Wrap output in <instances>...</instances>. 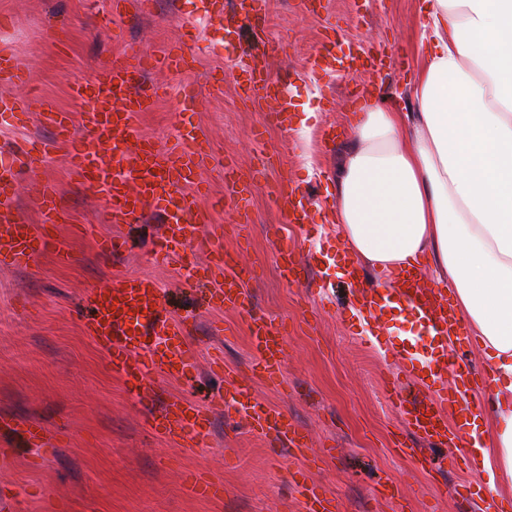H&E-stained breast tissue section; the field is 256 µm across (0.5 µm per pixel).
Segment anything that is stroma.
Instances as JSON below:
<instances>
[{
    "label": "stroma",
    "mask_w": 512,
    "mask_h": 512,
    "mask_svg": "<svg viewBox=\"0 0 512 512\" xmlns=\"http://www.w3.org/2000/svg\"><path fill=\"white\" fill-rule=\"evenodd\" d=\"M197 3L153 0L145 14L137 0H127L117 21L112 0H0V48L13 52L29 74L27 85H0V94L45 97L69 113L76 138H88L81 125L85 106L72 97L73 87L127 46L152 53L176 43L183 18L193 17L194 72L187 79L165 70L144 74L143 87H164L165 95L139 114L137 127L167 148L189 121L208 141L214 157L203 178L216 203L211 223L223 226L225 251L256 270L247 285L252 312L285 324L282 382L252 378L249 314L204 310L201 291L175 265L147 259L159 224L147 215L138 223H110L101 194L53 154L36 169L21 170L14 205L21 223L40 224L31 184L54 183L65 214L57 232L69 241L71 257L62 262L47 251L25 267L0 269V416L41 422L62 440L49 451L12 447L10 462L0 467V512H303L295 484L303 469L334 493L338 512H481L496 498L489 488L461 499L455 488L462 472L446 462L422 472L393 451L403 427L382 388V359L363 341L348 286L338 275L346 248L333 230L331 179L342 138L358 112L406 96L422 52L424 0H317L311 12L301 0H270L268 20L247 33L242 52L225 48L223 29L197 17ZM355 45L374 64L343 74L335 57ZM325 47L331 58L311 68V55ZM250 49L265 51L267 69L292 97L289 130L268 123L267 103L253 104L237 93L235 78ZM188 80L198 94L190 113L180 106ZM229 163L242 176L262 174L243 215L224 179ZM281 181L306 194L305 226L289 223L272 195ZM115 236L121 249L102 251L101 241ZM285 246L304 262V281L280 277L277 255ZM117 273L154 278L167 307L194 323L187 341L196 351L195 379L158 377L137 398L113 374L106 354L83 330L79 301L88 289L110 285ZM386 329L416 358L430 356V339L415 318L393 314ZM219 359L251 381L255 396L296 420L309 436L315 463L270 447L233 411L213 416L205 448L147 438L146 414L170 397L203 402L215 392L230 394L215 366ZM190 472L222 481L223 498L191 494L184 483ZM388 483L397 487L390 498L381 493Z\"/></svg>",
    "instance_id": "35a3bbf8"
}]
</instances>
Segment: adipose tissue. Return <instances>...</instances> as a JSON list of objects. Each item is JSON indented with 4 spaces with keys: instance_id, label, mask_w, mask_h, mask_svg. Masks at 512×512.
Returning <instances> with one entry per match:
<instances>
[{
    "instance_id": "ef3b65f1",
    "label": "adipose tissue",
    "mask_w": 512,
    "mask_h": 512,
    "mask_svg": "<svg viewBox=\"0 0 512 512\" xmlns=\"http://www.w3.org/2000/svg\"><path fill=\"white\" fill-rule=\"evenodd\" d=\"M407 107L359 115L332 186L352 258L381 284L420 259L496 375L490 487L512 488V0H426Z\"/></svg>"
}]
</instances>
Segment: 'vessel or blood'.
I'll return each instance as SVG.
<instances>
[{
  "mask_svg": "<svg viewBox=\"0 0 512 512\" xmlns=\"http://www.w3.org/2000/svg\"><path fill=\"white\" fill-rule=\"evenodd\" d=\"M200 2L205 16L219 20L228 46L234 48L240 47L246 25L261 19L266 9V0ZM194 62L193 54L181 48H164L145 55L132 46L106 61L73 89L74 96L86 104L82 124L91 135L87 141L73 136L67 113L55 111L46 102L0 98L1 121L36 108L56 130L52 140L18 144L9 154H0V223L6 226L0 233L1 267L27 265L47 248L66 255L63 241L31 225L16 223L14 213L15 162L24 159L35 167L50 154L62 151L75 173L102 195L111 223L134 222L145 205H152L164 224L159 241L152 245L153 252L186 269L189 279L207 285L208 308L247 310L250 295L246 284L251 272L225 259L222 241L209 232V214L199 204L201 171L210 157L208 144L189 135L171 148L160 149L136 126L139 113L148 111L158 95L157 90L140 87L141 77L157 68L187 73L192 71ZM252 65L243 93L252 101L277 98L279 108L268 118L276 126L287 127L288 114L294 107L287 88L270 81L260 68V58H253ZM25 80V67L13 53L1 49L0 81L21 84ZM105 143L111 146L113 162L109 165L100 156V147ZM35 193L44 223H58L60 211L53 184L38 181ZM201 252L212 255L210 265L196 264L195 257ZM347 275L352 282L351 305L364 321L372 323L370 341L374 346L383 343L379 318L394 308L424 322L434 345L428 359L412 365L404 375H392L384 384L386 396L397 408L406 432L424 438L432 448L431 453L415 455L416 468L424 472L439 468L434 449L456 448L472 482L479 481L484 444L466 424L449 425L448 416L456 411L475 414L479 409L477 397L493 387L495 374L492 367L478 369L468 361L461 340L454 337L458 327L448 310L445 293L422 285L415 269L407 271L399 287L389 291L367 283L356 270H348ZM86 304V334L110 358L113 370L128 378L133 390H143L156 376L180 380L194 370L196 356L186 341L187 326L168 312L154 281L140 276L114 277L111 287L87 291ZM250 320L256 355L253 370L259 377L277 382L285 363V330L256 313L251 314ZM405 380L428 382V399H404L401 383ZM236 393L238 398L232 402L220 394L205 404L171 398L160 410L148 414L146 427L151 434L177 446L202 448L208 440L206 424L210 416L231 407L245 413L251 432L289 449L298 458H307V438L286 413L251 397L247 388H237ZM0 437H20L39 448L57 446L55 434L46 428L5 417L0 418ZM301 494L304 512H336L335 497L323 483L304 479Z\"/></svg>",
  "mask_w": 512,
  "mask_h": 512,
  "instance_id": "obj_1",
  "label": "vessel or blood"
}]
</instances>
